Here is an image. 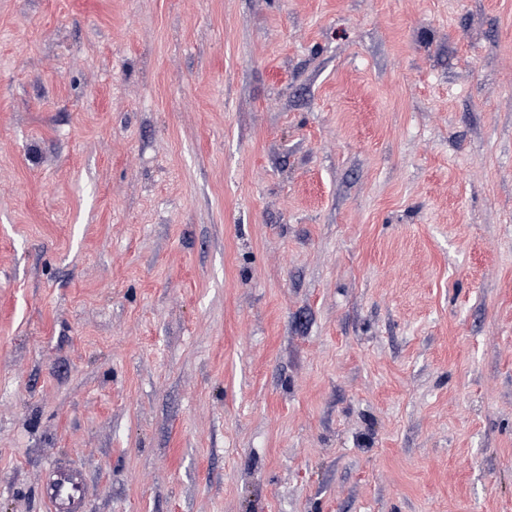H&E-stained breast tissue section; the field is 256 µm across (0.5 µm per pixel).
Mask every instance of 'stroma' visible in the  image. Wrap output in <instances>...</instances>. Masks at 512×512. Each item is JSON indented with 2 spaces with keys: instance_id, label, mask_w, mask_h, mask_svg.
<instances>
[{
  "instance_id": "obj_1",
  "label": "stroma",
  "mask_w": 512,
  "mask_h": 512,
  "mask_svg": "<svg viewBox=\"0 0 512 512\" xmlns=\"http://www.w3.org/2000/svg\"><path fill=\"white\" fill-rule=\"evenodd\" d=\"M512 512V0H0V512ZM87 499L83 479L71 468H59L53 474V483L47 493L51 512H79Z\"/></svg>"
}]
</instances>
